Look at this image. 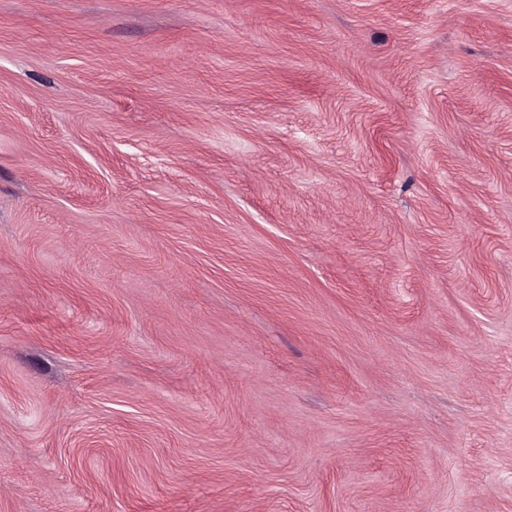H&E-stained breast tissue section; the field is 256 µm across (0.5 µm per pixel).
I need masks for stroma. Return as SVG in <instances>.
Masks as SVG:
<instances>
[{"instance_id": "35a3bbf8", "label": "stroma", "mask_w": 512, "mask_h": 512, "mask_svg": "<svg viewBox=\"0 0 512 512\" xmlns=\"http://www.w3.org/2000/svg\"><path fill=\"white\" fill-rule=\"evenodd\" d=\"M0 512H512V0H0Z\"/></svg>"}]
</instances>
